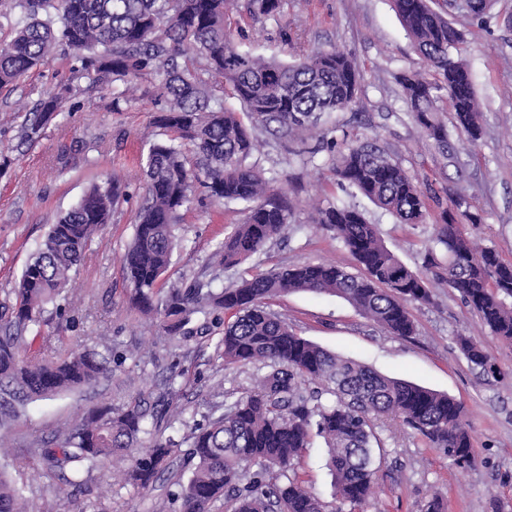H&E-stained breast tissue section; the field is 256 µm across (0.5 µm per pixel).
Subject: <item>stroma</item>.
Listing matches in <instances>:
<instances>
[{
    "mask_svg": "<svg viewBox=\"0 0 512 512\" xmlns=\"http://www.w3.org/2000/svg\"><path fill=\"white\" fill-rule=\"evenodd\" d=\"M485 29H472L465 58L480 104L482 137L476 146L455 144L441 154L424 136L409 112L396 80L406 70H425L414 52L390 0H284L277 18L247 26L236 37L239 49L265 57L288 59L280 38L283 30L306 31L311 49L336 48L350 55L360 72L359 105L336 113L350 138H376L419 184L469 198L480 222L466 231L481 247L495 248L512 263V0H498ZM77 62L72 53L56 51L50 61L20 81L0 88V304L12 303L11 290L50 224L84 195L91 182L118 174L129 200L94 237L77 269L68 300L73 322L52 320L46 334L59 337L61 352L76 348L111 351L112 373L97 384L30 403L15 421L7 442L16 458L7 471L32 507L54 504L56 512H175L165 495V482L139 492L110 479L126 460L103 462L85 491L58 494L59 478L40 476L24 463L34 443L53 438L56 430L92 406H121L134 398L155 403L167 394L171 372L182 375L179 401L187 408L222 403L225 395L241 396L264 375L262 365L225 364L217 348L218 334L196 336L182 343L165 339L156 314L132 308L121 256L134 232V218L144 192L138 161L162 139L155 119L159 107L149 82L136 79L120 107H113L107 87H90L75 96L69 112L44 129L29 151L18 149L17 127L25 112L48 95L75 84ZM78 150L67 169L56 157L62 144ZM314 137L283 148L262 141L256 157L273 187L285 189L294 215L285 241L274 243L240 265L226 270L224 285L246 271H266L298 263H335L351 272L359 267L341 243L326 238L310 220L314 207L331 202L363 211L377 224L384 244L409 268H421L432 246L431 224H399L355 188L337 186L328 153L309 156ZM239 207L203 202L188 212L185 240L175 252L167 281L192 278L235 222ZM432 304L410 305L417 333L389 335L332 294L292 292L271 301L298 334L385 375L447 393L466 410L477 460L467 469L452 465L410 430L381 421L385 455L378 469L379 487L360 512H419L439 495L447 512H512V345L492 336L477 314L447 286L433 285ZM480 341L497 368L484 377L461 353L457 339ZM326 448L315 439L296 469L297 476L325 503H333L332 478L325 466Z\"/></svg>",
    "mask_w": 512,
    "mask_h": 512,
    "instance_id": "stroma-1",
    "label": "stroma"
}]
</instances>
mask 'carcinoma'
<instances>
[{
  "label": "carcinoma",
  "instance_id": "cac0c4a2",
  "mask_svg": "<svg viewBox=\"0 0 512 512\" xmlns=\"http://www.w3.org/2000/svg\"><path fill=\"white\" fill-rule=\"evenodd\" d=\"M495 0H465L458 15L477 26L492 17ZM29 22L0 48V87L16 82L45 63L51 49L75 54L78 78L90 85L125 87L133 79L153 85L161 108L158 126L169 138L150 145L142 163L145 196L122 264L137 308L159 315L162 332L187 340L203 333L201 315L222 328L224 364L262 362L270 371L236 400L213 406L203 420L176 438L169 404L148 407L140 400L120 407L95 406L55 435L28 449L27 464L37 473L70 471L59 493L83 490L104 460L124 457L153 428L154 441L142 449L120 481L149 492L175 460L190 471L173 476L167 498L178 512H211L220 500L232 512H327L319 498L289 476L314 437L328 448L336 499L354 512L374 494L377 458L384 442L381 419L399 420L426 445L442 450L461 469L471 467L475 449L462 405L451 396L390 378L351 358L330 352L298 335L268 300L293 291L329 293L352 305L389 334H415L407 305L431 302V286L441 282L458 293L490 333L512 344V264L495 249L477 248L462 233L477 223L464 195L440 203L375 140L336 136V123L310 148L334 154L332 174L340 186L356 188L401 224H434L441 261L428 248L425 266L413 270L382 242L377 225L358 209L330 204L314 222L351 253L362 273L335 264L303 263L243 277L216 288L217 273L239 265L283 238L294 207L288 192L274 189L257 162L258 134L286 141L317 127L321 118L359 103L360 74L334 48L310 51L302 36L286 33L293 61L266 59L235 45L228 6L239 20L280 15L283 0H20ZM413 47L435 80L418 71L398 76L404 101L427 139L442 153L448 134L438 119L446 96L461 141L480 139L471 70L463 55L466 33L447 18L448 0L435 10L430 0H392ZM79 88L43 100L20 124L18 148L30 149L46 125L63 112ZM239 102L248 122L225 107ZM243 203L242 219L205 260L202 272L169 288L159 286L172 263L185 213L202 202ZM127 196L117 178L91 185L81 200L51 225L25 265L14 302L0 308V454L10 449L1 431L29 403L91 386L112 372V351L57 353L43 334L48 306L67 318L59 303L72 272L101 224ZM436 207H431V203ZM462 354L485 375L495 365L475 339L457 337ZM334 397L323 400V395ZM187 451H181L182 446ZM0 512H32L22 491L0 469Z\"/></svg>",
  "mask_w": 512,
  "mask_h": 512
}]
</instances>
